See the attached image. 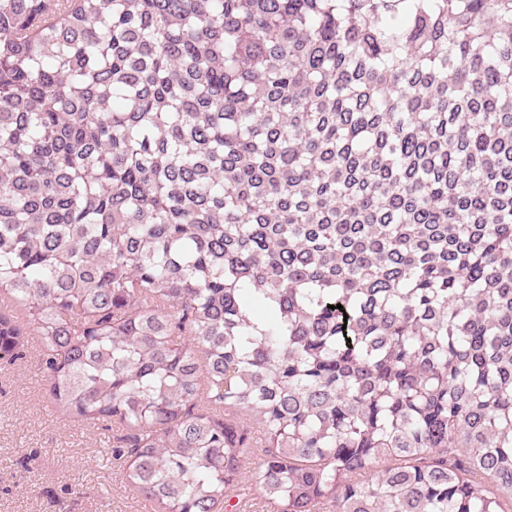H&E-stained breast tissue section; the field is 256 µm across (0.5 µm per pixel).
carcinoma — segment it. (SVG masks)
<instances>
[{
	"label": "carcinoma",
	"instance_id": "1",
	"mask_svg": "<svg viewBox=\"0 0 512 512\" xmlns=\"http://www.w3.org/2000/svg\"><path fill=\"white\" fill-rule=\"evenodd\" d=\"M32 339L154 512H233L228 407L276 512H512V0H0Z\"/></svg>",
	"mask_w": 512,
	"mask_h": 512
}]
</instances>
